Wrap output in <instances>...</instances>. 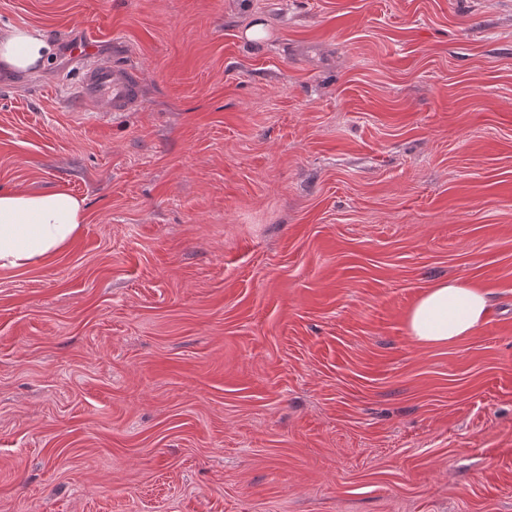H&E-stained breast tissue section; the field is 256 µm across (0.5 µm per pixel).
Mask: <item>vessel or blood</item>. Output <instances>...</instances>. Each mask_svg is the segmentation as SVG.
<instances>
[{
	"label": "vessel or blood",
	"instance_id": "1",
	"mask_svg": "<svg viewBox=\"0 0 512 512\" xmlns=\"http://www.w3.org/2000/svg\"><path fill=\"white\" fill-rule=\"evenodd\" d=\"M70 53L83 65L78 98L84 106L107 118L138 111L143 101L138 68L108 59L92 38L73 45Z\"/></svg>",
	"mask_w": 512,
	"mask_h": 512
}]
</instances>
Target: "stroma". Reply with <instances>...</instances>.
<instances>
[{"label":"stroma","instance_id":"stroma-1","mask_svg":"<svg viewBox=\"0 0 512 512\" xmlns=\"http://www.w3.org/2000/svg\"><path fill=\"white\" fill-rule=\"evenodd\" d=\"M263 34L247 38L251 26ZM0 512H512V0H0ZM139 111L76 103L87 37ZM484 288L471 336L406 316ZM52 53V46L29 31L12 28L0 33V64L5 69L28 72L43 63ZM84 210L67 192L0 189V270L24 269L67 248L81 231ZM488 311L489 298L482 287L448 278L431 284L417 299L407 327L422 344L448 346L476 332Z\"/></svg>","mask_w":512,"mask_h":512}]
</instances>
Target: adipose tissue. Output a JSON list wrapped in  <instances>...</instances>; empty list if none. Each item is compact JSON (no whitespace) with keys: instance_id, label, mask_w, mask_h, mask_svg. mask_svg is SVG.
Masks as SVG:
<instances>
[{"instance_id":"adipose-tissue-1","label":"adipose tissue","mask_w":512,"mask_h":512,"mask_svg":"<svg viewBox=\"0 0 512 512\" xmlns=\"http://www.w3.org/2000/svg\"><path fill=\"white\" fill-rule=\"evenodd\" d=\"M51 45L27 30L0 33V66L27 72L44 62ZM85 219L82 200L63 192L0 189V270L43 262L67 248ZM489 298L482 287L448 278L434 282L407 316L411 336L426 345L448 346L472 335L484 323Z\"/></svg>"}]
</instances>
